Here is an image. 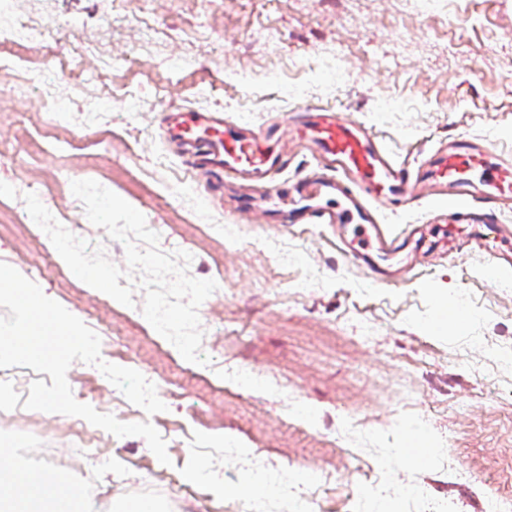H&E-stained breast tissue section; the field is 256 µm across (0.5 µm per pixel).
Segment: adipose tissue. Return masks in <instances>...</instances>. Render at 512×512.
<instances>
[{"mask_svg": "<svg viewBox=\"0 0 512 512\" xmlns=\"http://www.w3.org/2000/svg\"><path fill=\"white\" fill-rule=\"evenodd\" d=\"M76 500L75 489L52 468L32 480L0 465V512H71Z\"/></svg>", "mask_w": 512, "mask_h": 512, "instance_id": "obj_1", "label": "adipose tissue"}]
</instances>
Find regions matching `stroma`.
I'll return each mask as SVG.
<instances>
[{"label":"stroma","mask_w":512,"mask_h":512,"mask_svg":"<svg viewBox=\"0 0 512 512\" xmlns=\"http://www.w3.org/2000/svg\"><path fill=\"white\" fill-rule=\"evenodd\" d=\"M25 16L45 33L33 58L88 60L98 80L82 85L45 70V87L69 98L51 116L38 110L39 90L15 101L30 115L0 130V195H9L14 211L24 210L35 182L44 206L64 211L62 177L91 178L161 224L163 252L198 253L199 239H172L171 226L180 224H209L235 242L224 254V286L207 298L200 323L215 343L224 314L238 316L246 328L238 349L185 369L161 363L142 344L128 363L142 375L178 380L180 398L169 403L165 422L190 420L197 445L168 434L165 466L144 438L103 434L79 468L95 475L106 503L137 506L144 485L166 508L163 490L172 482L192 512H248L256 504L280 512L282 501L307 491L297 478L302 465L321 460L314 429L331 417L344 425L351 415L363 419L369 439L318 495L316 512H348L354 500L360 512L378 504L417 512L395 494L405 484L424 487L436 512H481L477 494L486 479L458 474L472 456L490 465L497 488L512 491V365L500 362L512 351V270L490 277L488 255L471 250L465 229L455 256L407 268L404 283L378 287L322 225L269 224L262 214L236 211L233 185L223 200L207 202L202 176L158 127L159 112L170 108L219 110L259 127L309 105L362 122L409 163L458 136L512 152V0H13L11 19ZM41 135L54 149L36 161L30 143ZM268 237L288 243V266L258 252ZM0 262L92 329L102 359L111 361L112 321L122 304L60 273L51 243L1 237ZM454 304L465 320L436 327L437 314ZM295 322L311 331L336 328L356 348L319 350L289 331ZM239 365L268 380L290 376L307 415L258 387L226 410L216 387ZM67 381L77 401L126 421L128 400L95 366L74 362ZM6 400L20 407L6 447L15 461L34 446L68 452L94 430L79 417L25 409L24 396L0 388ZM419 424L434 451L425 464L406 441ZM198 466L205 479L184 482ZM380 467L385 486L366 488L364 472ZM259 469L275 471L279 489L251 492Z\"/></svg>","instance_id":"obj_1"}]
</instances>
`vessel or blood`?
<instances>
[{
	"mask_svg": "<svg viewBox=\"0 0 512 512\" xmlns=\"http://www.w3.org/2000/svg\"><path fill=\"white\" fill-rule=\"evenodd\" d=\"M159 127L167 142L176 144L193 170L205 176L204 192L214 199L224 191V179L239 176L253 191L248 210L267 221L290 224H332L352 232L353 259L376 269L381 257L406 249L449 255L458 247L450 225L473 224L475 238L506 242L512 228L499 220L512 205V158L498 157L488 142L461 137L438 147L415 166L396 162L363 124L343 120L337 113L299 107L287 122L253 130L225 119L223 113L164 110ZM300 145L322 159L296 183L293 193L273 190L268 176L278 171L289 145ZM434 202L419 234L380 223L381 207L412 205L421 196Z\"/></svg>",
	"mask_w": 512,
	"mask_h": 512,
	"instance_id": "vessel-or-blood-1",
	"label": "vessel or blood"
}]
</instances>
